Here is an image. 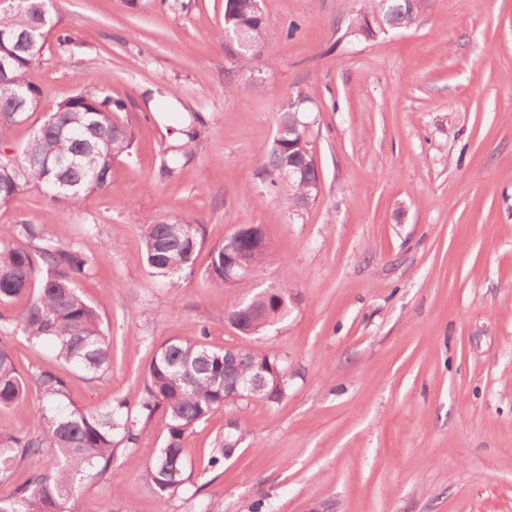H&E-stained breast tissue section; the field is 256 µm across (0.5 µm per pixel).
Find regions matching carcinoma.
I'll return each instance as SVG.
<instances>
[{"label": "carcinoma", "mask_w": 512, "mask_h": 512, "mask_svg": "<svg viewBox=\"0 0 512 512\" xmlns=\"http://www.w3.org/2000/svg\"><path fill=\"white\" fill-rule=\"evenodd\" d=\"M428 0H365L353 33L372 38L382 30L409 28L426 8ZM56 0H15L13 10L0 11V58L13 66L0 78V137L26 122L25 112L10 108L25 93L34 104L43 92L29 73L44 63L50 36L64 51L74 41L59 28ZM231 34L244 48L241 66L248 68L260 57L266 35L262 11L250 0H224V27L219 36ZM127 103L103 90L81 89L56 104L33 130L27 144L11 156L0 153V206L26 191H42L53 202L78 204L84 197L105 190L113 161L134 143L133 131L116 120ZM180 126L163 150L160 172L167 178L193 158L205 122L197 112L179 113ZM288 159V135L273 139L263 158L260 175L278 201L292 212L302 202H313L320 181L311 167L292 179L281 178ZM16 242L0 244V305L28 296L26 303L4 321L3 330L25 336L32 344L51 343L56 358L85 373L102 378L110 368V342L98 311L79 289V282L93 270L92 258L76 243H60L39 224L16 225ZM204 243L201 224L167 222L156 216L143 220L144 258L151 276L174 281L195 271L197 253ZM207 279L224 289V244L210 250ZM229 316L241 327L266 330V323L280 322L289 306L259 293L228 305ZM226 353L204 342L170 341L159 347L143 377L137 410L123 402L105 410L85 409L68 401L67 384L51 370L25 379L18 372L7 341L0 336V408L19 405L35 395L32 419L36 428L17 432L0 429V481L18 468L30 470L28 478L11 496L0 497V512H68L67 504L83 486L112 469L117 447L137 441L141 421L156 412L165 418L164 437L153 461L141 468V477L163 501L185 491L187 475L182 440L197 425L224 408V382L239 371L265 368V380L248 399L279 402L288 390L280 378L281 361L261 350L242 351L238 363L225 361ZM56 457L53 467L39 466L46 449Z\"/></svg>", "instance_id": "1"}]
</instances>
